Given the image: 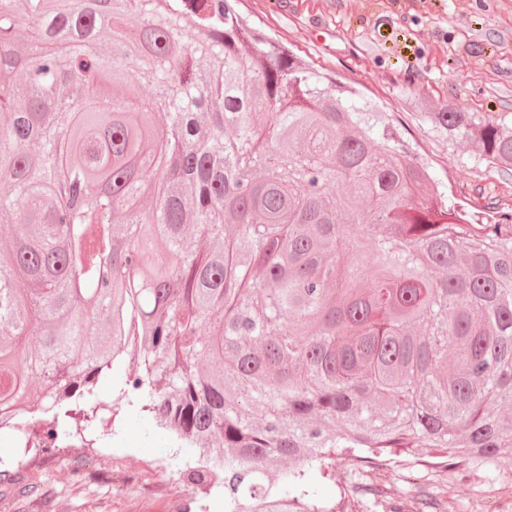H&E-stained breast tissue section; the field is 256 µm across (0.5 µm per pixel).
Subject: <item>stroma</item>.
<instances>
[{"label": "stroma", "mask_w": 512, "mask_h": 512, "mask_svg": "<svg viewBox=\"0 0 512 512\" xmlns=\"http://www.w3.org/2000/svg\"><path fill=\"white\" fill-rule=\"evenodd\" d=\"M251 26L285 43L314 69L355 87L409 131L435 178L468 206L512 209V171L477 162L468 142L433 137L408 105L456 103L512 128V0H240ZM116 435L87 447L22 455L0 441V512H183L195 498L179 472L198 453L179 447L136 407L118 411ZM381 476L387 495L360 496L348 512H421L412 481L428 478L446 512H512V456L492 468L436 471L398 457L380 470L342 465L320 494Z\"/></svg>", "instance_id": "stroma-1"}]
</instances>
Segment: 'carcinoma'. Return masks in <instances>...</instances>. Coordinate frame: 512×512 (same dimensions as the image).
<instances>
[{
    "label": "carcinoma",
    "instance_id": "obj_1",
    "mask_svg": "<svg viewBox=\"0 0 512 512\" xmlns=\"http://www.w3.org/2000/svg\"><path fill=\"white\" fill-rule=\"evenodd\" d=\"M357 96L232 0H0L16 448L94 445L136 405L199 449L182 480L224 512H336L339 459L512 452V213L471 215ZM416 107L512 167V130Z\"/></svg>",
    "mask_w": 512,
    "mask_h": 512
}]
</instances>
